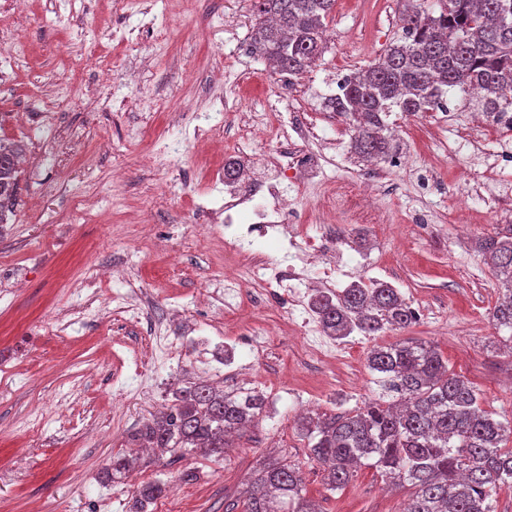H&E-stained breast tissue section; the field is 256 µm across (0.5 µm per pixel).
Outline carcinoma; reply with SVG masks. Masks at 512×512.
Returning a JSON list of instances; mask_svg holds the SVG:
<instances>
[{
	"label": "carcinoma",
	"instance_id": "cac0c4a2",
	"mask_svg": "<svg viewBox=\"0 0 512 512\" xmlns=\"http://www.w3.org/2000/svg\"><path fill=\"white\" fill-rule=\"evenodd\" d=\"M336 0H253L252 53L293 79L324 53L326 21ZM439 12L412 7L402 18L403 34L374 63L349 75L344 91L326 107L352 121L350 152L385 159L399 152L387 117L393 108L415 115L446 102L449 92L477 86L479 112H512V0H438ZM21 150L0 143V224L14 215ZM481 248L504 288L492 319L512 330V225L484 238ZM311 311L325 332L344 339L358 332L377 336L403 329L416 318L398 289L386 282H354L338 293H318ZM373 372L387 375L399 395L387 406L369 402L340 414L305 416L298 430L311 443L326 485L335 491L363 463L393 485L413 488L403 512H495L493 496L512 488V421L493 418L477 389L448 369L433 346L422 343L374 347ZM265 396H242L207 382L172 393L163 411L142 423L134 439L180 457L200 451L221 456L234 438L262 419ZM137 459L114 455L106 476L117 479ZM163 492L148 482L127 502L126 512H146ZM246 512H313L300 471L276 458L258 469L245 489Z\"/></svg>",
	"mask_w": 512,
	"mask_h": 512
}]
</instances>
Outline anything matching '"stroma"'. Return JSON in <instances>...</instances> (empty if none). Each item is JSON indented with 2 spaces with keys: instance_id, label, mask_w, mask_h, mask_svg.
<instances>
[{
  "instance_id": "obj_1",
  "label": "stroma",
  "mask_w": 512,
  "mask_h": 512,
  "mask_svg": "<svg viewBox=\"0 0 512 512\" xmlns=\"http://www.w3.org/2000/svg\"><path fill=\"white\" fill-rule=\"evenodd\" d=\"M251 0H27L18 12L0 0V141L22 149L17 207L0 233V512H125L138 483L156 479L165 492L147 512H245L243 491L269 451L299 467L305 495L320 512H402L412 489L389 486L375 468L358 466L344 488L328 490L296 424L303 412L333 414L395 399L371 372L373 347L406 341L434 345L448 367L478 390L483 408L512 420V349L494 329L501 286L479 249L485 236L512 224V157L506 141L472 155L462 128L474 112L461 91L449 99L450 121L392 112L408 172L388 163L369 168L349 151L350 125L325 106L337 72H352L384 54L401 33L408 0H336L327 27L336 34L309 72L293 84L249 51ZM20 40L26 65L14 69L8 47ZM112 65V82L95 95L90 56ZM271 112L316 128L311 149L336 173L370 182L398 235L355 219L321 223L309 186L292 185L295 221L320 234L339 288L362 279L398 288L417 313L409 327L379 336L352 335L336 361L310 356L282 335L284 301L245 294L225 312L224 334H211L208 308L194 306L210 261L191 228L224 221V186L210 182L193 149L224 127V153L237 159L242 131ZM115 150H99L102 139ZM159 154L145 167L146 150ZM171 198L154 199L158 184ZM425 212L431 224H411ZM121 265L123 282L87 283L85 268ZM130 293L140 321L116 310ZM82 309L68 336L55 319ZM168 320L186 343L171 366L155 367L149 331ZM269 332L262 360L249 352L253 325ZM137 357L140 371L124 368ZM223 372L225 389L251 365L267 400L260 422L224 456L192 454L142 466L137 483H114L103 471L130 435L194 381L201 365ZM192 479H185V472Z\"/></svg>"
}]
</instances>
